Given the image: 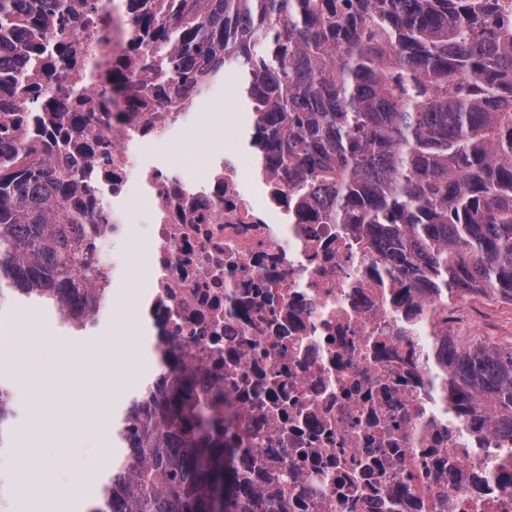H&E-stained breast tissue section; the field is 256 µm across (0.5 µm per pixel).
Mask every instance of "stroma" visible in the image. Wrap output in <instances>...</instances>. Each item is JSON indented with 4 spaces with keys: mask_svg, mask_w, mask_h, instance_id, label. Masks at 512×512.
Instances as JSON below:
<instances>
[{
    "mask_svg": "<svg viewBox=\"0 0 512 512\" xmlns=\"http://www.w3.org/2000/svg\"><path fill=\"white\" fill-rule=\"evenodd\" d=\"M209 96L210 111L219 110L224 115L223 120L211 121L209 133L216 140L222 141L227 136L229 126L235 122L230 104L242 98L237 75L232 71H225L223 80L212 85ZM26 320L37 322L40 326L41 334L46 340L45 363L33 381L20 386L15 382L17 374L14 365V338L18 335L22 322ZM62 329L55 311L21 304L14 305L4 322L0 323V377L13 380L12 390L17 411L16 417L10 423L13 437L11 448L0 453V471L8 478L5 494L10 512H24L26 508L15 473L22 458L29 455L33 448L63 439L72 440L89 454L98 446L96 437L85 427V416L93 411L104 414L105 408L100 403L98 393L90 389L83 374L62 370L58 363L60 348L56 338ZM48 394L53 396L58 408L65 410L67 424L37 419V408Z\"/></svg>",
    "mask_w": 512,
    "mask_h": 512,
    "instance_id": "1",
    "label": "stroma"
}]
</instances>
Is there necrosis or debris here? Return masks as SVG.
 Returning a JSON list of instances; mask_svg holds the SVG:
<instances>
[{"label": "necrosis or debris", "instance_id": "1", "mask_svg": "<svg viewBox=\"0 0 512 512\" xmlns=\"http://www.w3.org/2000/svg\"><path fill=\"white\" fill-rule=\"evenodd\" d=\"M100 4L77 0L54 21L38 65L0 55V78L28 74L23 127L57 106L38 127L46 163L83 174L74 200L87 221L67 233L97 267L85 329L121 313L127 341L143 331L153 355L175 354L232 419L248 494L280 512H512V431L483 398L461 412L439 359L461 334L499 346L512 306L406 287L366 232L325 221L318 185L265 161L252 113L189 174L161 145L203 122L205 82L170 71L194 56L153 48L137 28L140 14L167 12L160 0ZM74 124L83 136L69 137ZM137 257L150 278L135 290Z\"/></svg>", "mask_w": 512, "mask_h": 512}]
</instances>
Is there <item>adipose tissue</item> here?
<instances>
[{"label": "adipose tissue", "instance_id": "1", "mask_svg": "<svg viewBox=\"0 0 512 512\" xmlns=\"http://www.w3.org/2000/svg\"><path fill=\"white\" fill-rule=\"evenodd\" d=\"M148 355L145 340L123 346L103 336L97 342L76 346L69 363L72 367L89 370L94 386L104 389L105 400L110 403L122 393L123 365L146 364ZM77 455V449L50 443L37 448L31 460L23 463L22 490L29 497L31 512H67L75 496L85 488L89 470L100 469L108 457L104 451L96 454L86 466L73 469L67 485H60L57 459Z\"/></svg>", "mask_w": 512, "mask_h": 512}]
</instances>
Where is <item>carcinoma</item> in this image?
I'll use <instances>...</instances> for the list:
<instances>
[{"label": "carcinoma", "mask_w": 512, "mask_h": 512, "mask_svg": "<svg viewBox=\"0 0 512 512\" xmlns=\"http://www.w3.org/2000/svg\"><path fill=\"white\" fill-rule=\"evenodd\" d=\"M41 0H0V47L37 61ZM155 38L239 69L272 159L336 195L357 224L442 297L512 303V9L504 0H198ZM25 27L27 40L14 33ZM36 135L0 112V310L9 300L80 318L93 271L60 232L76 176L51 170ZM449 396L474 390L512 424V345L448 341ZM133 396L112 426V474L85 512H255L213 404ZM12 387L0 381V451Z\"/></svg>", "instance_id": "obj_1"}]
</instances>
